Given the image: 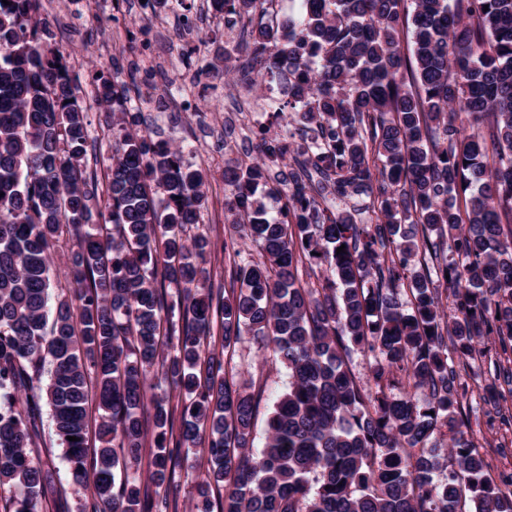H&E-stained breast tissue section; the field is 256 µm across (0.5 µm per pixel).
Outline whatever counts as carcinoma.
<instances>
[{"label":"carcinoma","instance_id":"carcinoma-1","mask_svg":"<svg viewBox=\"0 0 512 512\" xmlns=\"http://www.w3.org/2000/svg\"><path fill=\"white\" fill-rule=\"evenodd\" d=\"M212 2L242 22L235 73L253 86L277 79L287 96L271 116L288 135L261 129L256 160L224 166V253L241 256V238L261 257L236 264L228 289L205 267L208 236L187 237L207 174L139 128L126 82L100 75L90 94L119 138L99 178L88 93L51 43L42 0L0 2L10 512H43L66 493L42 459L44 403L69 489L91 487L81 512H178L179 454L198 446L192 512H512V481L487 477L457 418L467 387L454 366L489 339L512 350V0H300L286 20L277 0ZM65 234L75 289L54 298L52 248ZM306 260L323 266L315 285L298 278ZM247 336L291 378L256 456L259 395L224 376L221 359ZM355 350L374 359V391L348 365ZM410 385L423 399L396 394ZM488 389L512 423L511 364L493 366Z\"/></svg>","mask_w":512,"mask_h":512}]
</instances>
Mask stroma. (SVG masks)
Instances as JSON below:
<instances>
[{"mask_svg": "<svg viewBox=\"0 0 512 512\" xmlns=\"http://www.w3.org/2000/svg\"><path fill=\"white\" fill-rule=\"evenodd\" d=\"M44 6L56 20V44L69 54L82 86H89L99 72L134 80L130 109L138 113L140 123L156 130L160 138L182 145L186 162L207 171L208 202L199 226L212 243L206 266L214 281L229 280L233 265L224 257V238L229 233L224 222V158L231 155L246 162L252 153L244 145L226 151L217 147L202 159L195 157L190 148L200 128L221 137L223 97L244 93L260 108L267 98L282 97L281 84L265 82L245 90L216 71L218 59L233 50L237 29L213 24L210 0H185L181 6L176 0H166L158 14L147 19L139 14L136 0H44ZM187 12L197 19L196 29L188 34L181 25ZM120 17L125 20L121 26L116 23ZM146 21L158 31L154 53L148 58L142 57L137 44L130 40ZM174 87L194 95L197 111L176 112L168 117L156 110L155 100L167 96ZM223 366L226 376L260 392L254 434L256 444H263L266 418L288 386L287 370L249 339L224 352ZM456 369L468 387L464 403L470 422L468 434L486 458L489 476L497 480L512 475V430L502 428L490 412L488 360L469 359L457 364Z\"/></svg>", "mask_w": 512, "mask_h": 512, "instance_id": "stroma-1", "label": "stroma"}]
</instances>
